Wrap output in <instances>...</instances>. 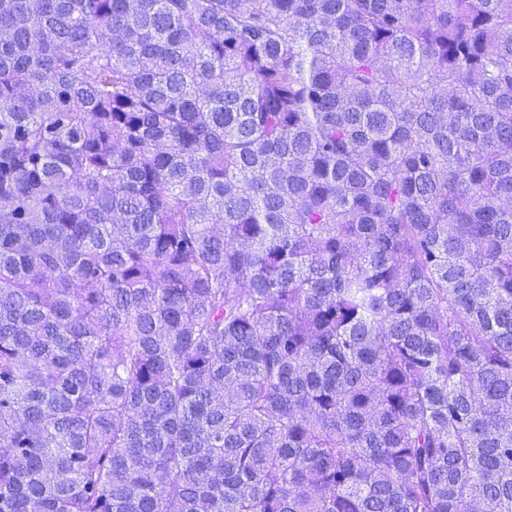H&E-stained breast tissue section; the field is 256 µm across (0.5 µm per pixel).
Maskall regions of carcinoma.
I'll return each mask as SVG.
<instances>
[{
    "label": "carcinoma",
    "instance_id": "cac0c4a2",
    "mask_svg": "<svg viewBox=\"0 0 512 512\" xmlns=\"http://www.w3.org/2000/svg\"><path fill=\"white\" fill-rule=\"evenodd\" d=\"M512 0H0V512H512Z\"/></svg>",
    "mask_w": 512,
    "mask_h": 512
}]
</instances>
